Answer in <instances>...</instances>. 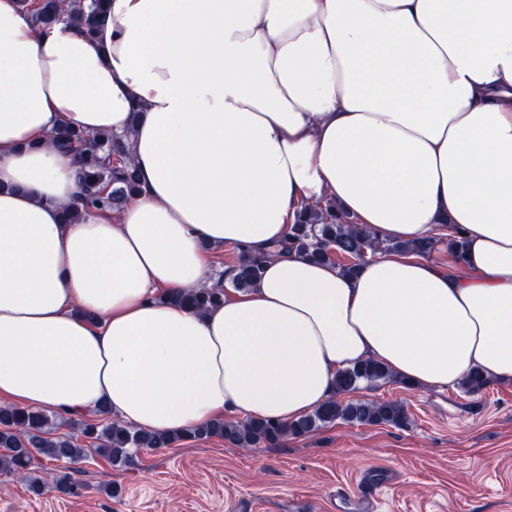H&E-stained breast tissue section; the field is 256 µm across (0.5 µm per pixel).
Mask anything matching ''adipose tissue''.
I'll use <instances>...</instances> for the list:
<instances>
[{
	"mask_svg": "<svg viewBox=\"0 0 512 512\" xmlns=\"http://www.w3.org/2000/svg\"><path fill=\"white\" fill-rule=\"evenodd\" d=\"M94 36L0 0V404L189 432L284 425L376 360L512 383V0H107ZM121 135L139 189L74 209L60 127ZM332 199L403 251L288 247ZM460 231L459 264L418 255ZM263 260L199 310L212 249ZM163 299L186 301L197 309H204L224 301V287L220 288H202L187 296L170 295L163 293Z\"/></svg>",
	"mask_w": 512,
	"mask_h": 512,
	"instance_id": "ef3b65f1",
	"label": "adipose tissue"
}]
</instances>
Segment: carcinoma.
Wrapping results in <instances>:
<instances>
[{"label": "carcinoma", "instance_id": "carcinoma-1", "mask_svg": "<svg viewBox=\"0 0 512 512\" xmlns=\"http://www.w3.org/2000/svg\"><path fill=\"white\" fill-rule=\"evenodd\" d=\"M32 15L33 23L48 28L66 19L77 21L92 36L105 20L107 0H76L73 9L63 0H21ZM132 131L123 135L90 134L71 128L56 133L60 146L74 152L80 163L83 191L80 205L86 208L119 209L138 188L135 170L128 159ZM289 246L305 256L321 261L347 256L351 263L342 267L352 274L358 266L376 255L396 252L401 245L374 240L359 225L349 221L335 202L310 207L307 218L294 225ZM232 284L250 288L261 276L259 262L240 257L233 268ZM160 298L185 301L197 309L224 300V288H202L186 296L161 293ZM392 372L381 362L366 360L341 371L336 377V396L312 412L284 426L271 420L246 418L218 420L191 432L161 434L130 427L118 420L101 417L69 423V432H60L64 416L58 412L0 405V471L21 475L28 491L40 495L47 484L62 495L77 488L72 472L52 477L43 474L44 462L75 464L90 454H97L116 468L130 469L144 449L169 448L184 440H202L218 436L240 448L263 444L279 448L290 436L312 433L338 419L362 425L402 426L407 417L395 402H343L341 394L360 388V384L388 383Z\"/></svg>", "mask_w": 512, "mask_h": 512}]
</instances>
